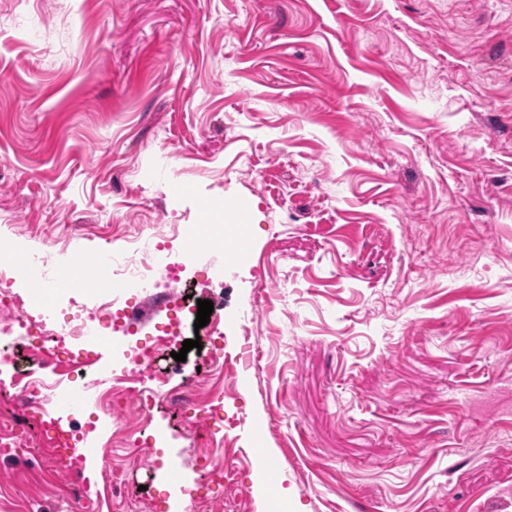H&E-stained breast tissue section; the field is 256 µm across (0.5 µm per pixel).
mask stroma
<instances>
[{
    "label": "stroma",
    "instance_id": "stroma-1",
    "mask_svg": "<svg viewBox=\"0 0 512 512\" xmlns=\"http://www.w3.org/2000/svg\"><path fill=\"white\" fill-rule=\"evenodd\" d=\"M248 215L188 298L129 288L133 359L221 292L234 485L174 411L141 498L198 512H512V0H0V250L57 263L159 224ZM220 266L224 274L207 275ZM209 348L156 370L209 390ZM86 498L39 448L0 512H124L88 437ZM174 463L172 485L163 468Z\"/></svg>",
    "mask_w": 512,
    "mask_h": 512
}]
</instances>
